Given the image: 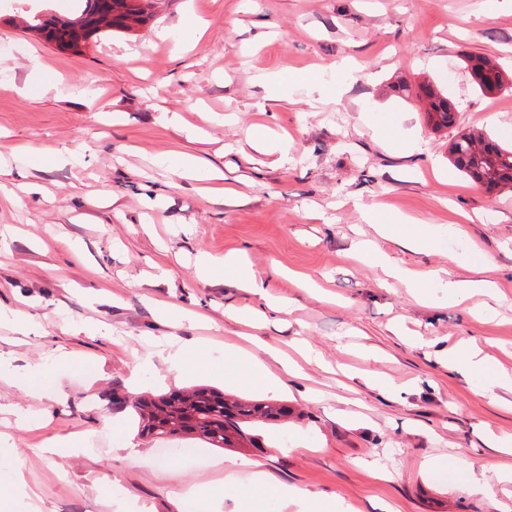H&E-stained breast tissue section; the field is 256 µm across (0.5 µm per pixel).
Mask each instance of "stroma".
Listing matches in <instances>:
<instances>
[{"label":"stroma","instance_id":"1","mask_svg":"<svg viewBox=\"0 0 512 512\" xmlns=\"http://www.w3.org/2000/svg\"><path fill=\"white\" fill-rule=\"evenodd\" d=\"M74 0H0V512H237L227 458L261 462L272 480L260 512H285L287 487L348 512H512V394L477 382L512 375V191L488 195L455 172L448 144L479 129L512 142V87L476 90L465 56L512 71V5L492 0H157L152 20L105 32L80 53L23 27L34 14L74 15ZM166 39H158V32ZM58 89L22 93L33 62ZM306 73L267 85L260 75ZM430 79L457 104L456 128L432 130L405 88ZM179 124H172V115ZM267 126L287 158L256 152ZM223 172L236 195L175 174L172 151ZM43 186L42 195L20 182ZM444 227L434 249L405 248L363 219L369 206ZM373 240L400 267L483 263L497 295L419 303L380 266L353 257ZM461 265H449V253ZM203 253L242 255L290 311L218 281ZM168 275L152 277L154 266ZM310 277L317 292L290 273ZM251 307L246 326L227 318ZM204 349L260 341L311 358L276 400L287 420L250 428L260 449L163 441L139 430L131 401L193 385L253 400L267 392L204 375L190 356L171 375L167 335ZM471 340L493 368L460 374L442 355ZM153 364L138 369L137 361ZM377 375L402 389L387 396ZM310 398H303V391ZM81 451L51 454L52 440ZM135 446L138 455L127 458ZM451 471H429L431 460ZM389 471L380 478L378 468Z\"/></svg>","mask_w":512,"mask_h":512}]
</instances>
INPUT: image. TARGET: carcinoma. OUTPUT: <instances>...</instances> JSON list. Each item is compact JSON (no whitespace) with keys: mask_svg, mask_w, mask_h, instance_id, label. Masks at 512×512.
<instances>
[{"mask_svg":"<svg viewBox=\"0 0 512 512\" xmlns=\"http://www.w3.org/2000/svg\"><path fill=\"white\" fill-rule=\"evenodd\" d=\"M151 0H86L75 17L36 14L30 28L45 41L61 49L80 52L88 40L104 28L129 31L153 18ZM467 67L474 83L485 94L512 85L507 74L486 56H469ZM427 100L425 115L435 130L456 125L457 112L450 108L448 97L428 80L417 85ZM448 159L459 173L481 185L498 191L512 190V147L490 141L480 131L460 134L448 147ZM143 430L158 439L181 433H196L215 448L260 447L248 432L257 422L282 421L288 418V406L277 401L257 402L230 399L224 393L199 387L178 390L132 404Z\"/></svg>","mask_w":512,"mask_h":512,"instance_id":"1","label":"carcinoma"}]
</instances>
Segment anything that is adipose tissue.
<instances>
[{"label": "adipose tissue", "instance_id": "ef3b65f1", "mask_svg": "<svg viewBox=\"0 0 512 512\" xmlns=\"http://www.w3.org/2000/svg\"><path fill=\"white\" fill-rule=\"evenodd\" d=\"M367 223L373 224L380 235L398 233L404 235L409 245L416 249L438 246L442 236V227L438 224L425 225L421 233L415 234L405 228L406 217L399 214L382 216L377 210L369 209L364 213ZM353 251L362 254L369 262L382 265L386 275L391 278L405 280L413 288L419 299H426L429 288L440 286L448 291L450 302H461L471 292L490 288L489 279L481 277L467 280L453 278L447 268L439 267L425 273H413L391 263L366 242L356 241L351 245ZM197 272L201 280L208 281L215 274L221 273L230 278L236 287L242 288L252 295L265 297V285L261 277L250 271L241 260L234 255H211L200 257ZM203 367L206 373L222 377L223 380L277 392L286 386V376L296 374L295 365L287 359L279 357L276 350L264 348L254 352L239 346L228 345L222 356L208 357Z\"/></svg>", "mask_w": 512, "mask_h": 512}]
</instances>
